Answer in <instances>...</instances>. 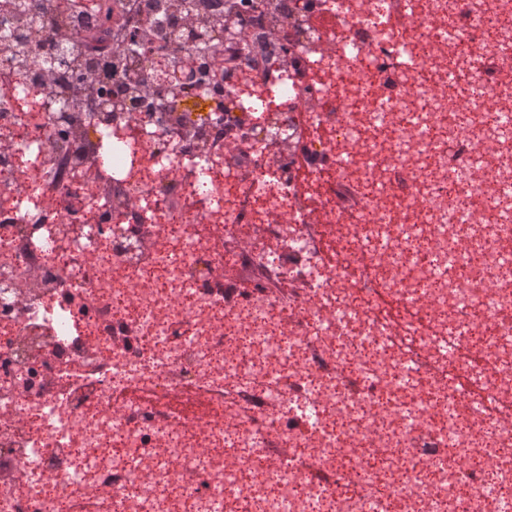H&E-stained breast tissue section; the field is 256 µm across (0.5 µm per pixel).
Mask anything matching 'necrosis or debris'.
I'll use <instances>...</instances> for the list:
<instances>
[{
    "label": "necrosis or debris",
    "mask_w": 512,
    "mask_h": 512,
    "mask_svg": "<svg viewBox=\"0 0 512 512\" xmlns=\"http://www.w3.org/2000/svg\"><path fill=\"white\" fill-rule=\"evenodd\" d=\"M195 2L109 121L0 86V512H512V0H229L223 54Z\"/></svg>",
    "instance_id": "necrosis-or-debris-1"
}]
</instances>
